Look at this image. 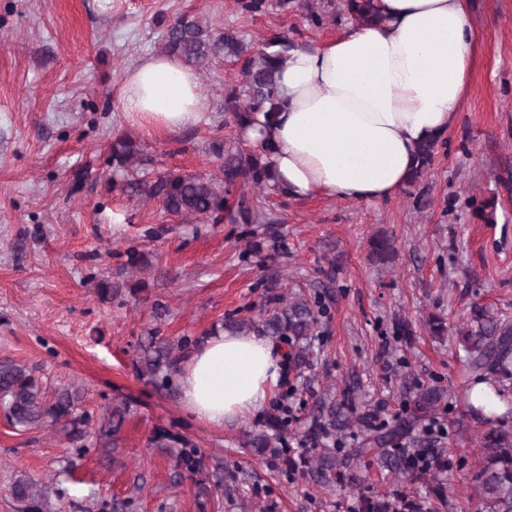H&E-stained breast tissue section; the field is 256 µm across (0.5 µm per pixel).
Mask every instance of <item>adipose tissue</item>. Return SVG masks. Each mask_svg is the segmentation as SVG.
Wrapping results in <instances>:
<instances>
[{
	"mask_svg": "<svg viewBox=\"0 0 512 512\" xmlns=\"http://www.w3.org/2000/svg\"><path fill=\"white\" fill-rule=\"evenodd\" d=\"M377 26L347 21L336 37L289 50L278 76L280 110L239 135L270 148L289 198L378 203L406 187L420 143L447 135L464 104L479 35L469 0H378ZM119 106L153 132L196 124L209 108L194 69L155 54L125 75ZM266 337L228 333L191 348L177 374L186 409L207 425L247 418L279 378Z\"/></svg>",
	"mask_w": 512,
	"mask_h": 512,
	"instance_id": "obj_1",
	"label": "adipose tissue"
}]
</instances>
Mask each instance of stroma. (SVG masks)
I'll use <instances>...</instances> for the list:
<instances>
[{"mask_svg":"<svg viewBox=\"0 0 512 512\" xmlns=\"http://www.w3.org/2000/svg\"><path fill=\"white\" fill-rule=\"evenodd\" d=\"M234 0H0V360L37 368L47 390L80 387L83 411L129 401L131 414L115 455L87 435L75 447L58 428L14 429L0 414V512H19L9 492L16 477L51 485L42 512H112L129 499L134 512H239L254 498L264 512H355L358 497L343 488L315 492L298 476L277 475L239 444L243 426L262 424V407L245 424L207 426L183 406L177 382L157 388L141 379L136 360L144 337L199 336L230 316H257L270 296L328 288V313L314 351L295 383L289 426L294 455L307 453L304 432L320 397L352 396L390 420L406 391L440 380L448 403L433 435L459 459L468 447L457 396L466 353L458 328L483 306L512 320V0H469L479 33L468 98L448 132V151L423 183L379 203L267 193L279 251L243 255V224H186L123 187L112 166L118 134L131 136L152 181L165 171L215 170L212 151L224 123V84L235 66L215 60L199 73L209 109L191 126L147 133L124 118V77L148 55L181 14L248 38L302 30L303 46L336 36L329 22L306 29L300 12L269 9L250 18ZM395 239L391 263L373 264L374 237ZM136 247L143 267L126 272ZM120 285L110 300L99 281ZM455 332L429 335V316ZM164 426L193 438L227 465L223 488L198 497L209 471L182 475L173 451L150 438Z\"/></svg>","mask_w":512,"mask_h":512,"instance_id":"1","label":"stroma"}]
</instances>
